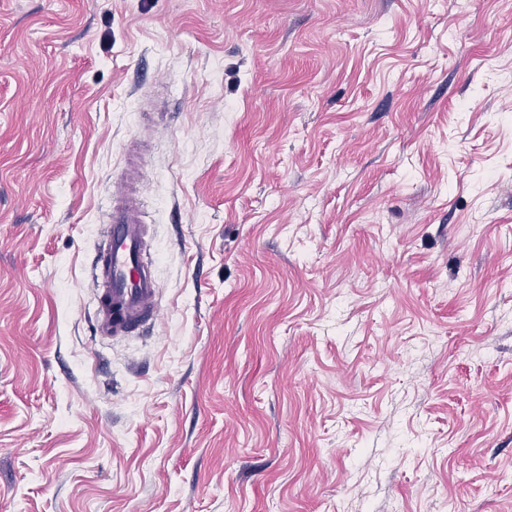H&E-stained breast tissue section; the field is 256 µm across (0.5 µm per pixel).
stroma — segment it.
<instances>
[{
  "label": "stroma",
  "mask_w": 512,
  "mask_h": 512,
  "mask_svg": "<svg viewBox=\"0 0 512 512\" xmlns=\"http://www.w3.org/2000/svg\"><path fill=\"white\" fill-rule=\"evenodd\" d=\"M0 512H512V0H0ZM139 183L140 168L132 155L124 179L112 187L101 265H95L100 288L97 329L104 336H125L158 316Z\"/></svg>",
  "instance_id": "stroma-1"
}]
</instances>
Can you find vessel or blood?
<instances>
[{
    "label": "vessel or blood",
    "instance_id": "obj_1",
    "mask_svg": "<svg viewBox=\"0 0 512 512\" xmlns=\"http://www.w3.org/2000/svg\"><path fill=\"white\" fill-rule=\"evenodd\" d=\"M139 183V164L132 157L124 179L112 187L106 242L97 268V329L104 336L126 335L156 316L155 275L146 253Z\"/></svg>",
    "mask_w": 512,
    "mask_h": 512
}]
</instances>
